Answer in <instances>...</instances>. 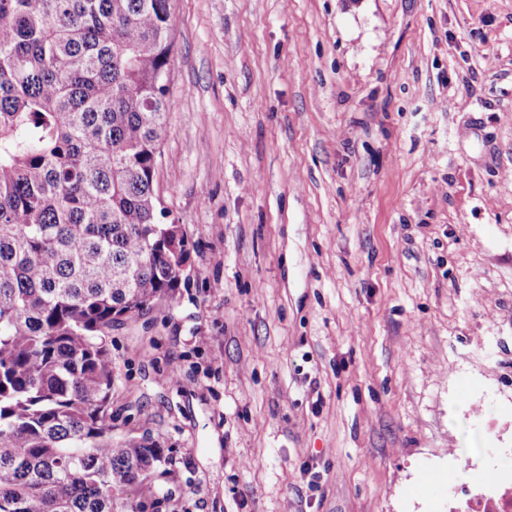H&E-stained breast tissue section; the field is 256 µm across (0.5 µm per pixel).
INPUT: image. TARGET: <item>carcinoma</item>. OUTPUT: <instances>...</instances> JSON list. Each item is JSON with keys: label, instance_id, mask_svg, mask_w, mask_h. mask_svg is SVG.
<instances>
[{"label": "carcinoma", "instance_id": "obj_1", "mask_svg": "<svg viewBox=\"0 0 512 512\" xmlns=\"http://www.w3.org/2000/svg\"><path fill=\"white\" fill-rule=\"evenodd\" d=\"M171 0H0V512H137L170 464L112 436V324L192 266L155 191Z\"/></svg>", "mask_w": 512, "mask_h": 512}]
</instances>
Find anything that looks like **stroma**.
Instances as JSON below:
<instances>
[{
	"label": "stroma",
	"instance_id": "1",
	"mask_svg": "<svg viewBox=\"0 0 512 512\" xmlns=\"http://www.w3.org/2000/svg\"><path fill=\"white\" fill-rule=\"evenodd\" d=\"M156 191L192 269L113 324L145 512H465L512 451V0H173Z\"/></svg>",
	"mask_w": 512,
	"mask_h": 512
}]
</instances>
